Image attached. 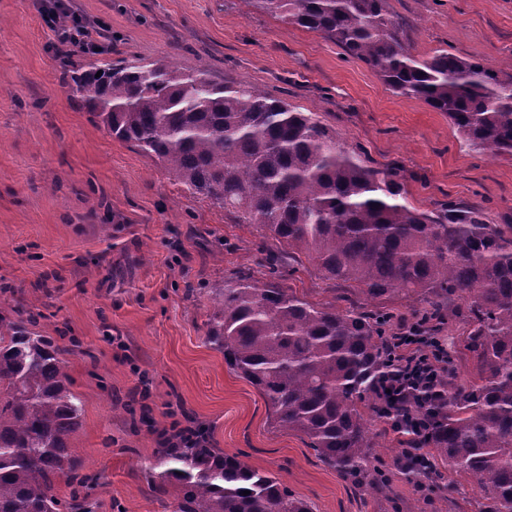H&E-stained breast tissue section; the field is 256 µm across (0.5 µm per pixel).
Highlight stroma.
<instances>
[{"label":"stroma","instance_id":"obj_1","mask_svg":"<svg viewBox=\"0 0 512 512\" xmlns=\"http://www.w3.org/2000/svg\"><path fill=\"white\" fill-rule=\"evenodd\" d=\"M100 51L62 47L47 0H0V292L53 336L84 403L72 446L91 512H174L151 492L173 428L273 472L311 512H476L467 483L391 496L355 490L296 432L275 429L259 391L207 341L215 289L248 272L316 303L338 297L308 259L283 256L259 226L185 191L157 158L96 124L65 83L62 51L170 58L226 83L252 82L313 113L368 167L397 170L406 201L483 207L512 224V158L468 146L444 113L393 94L321 34L243 0H61ZM419 55L512 63V0H389Z\"/></svg>","mask_w":512,"mask_h":512}]
</instances>
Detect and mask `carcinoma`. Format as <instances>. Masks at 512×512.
Returning a JSON list of instances; mask_svg holds the SVG:
<instances>
[{
    "instance_id": "obj_1",
    "label": "carcinoma",
    "mask_w": 512,
    "mask_h": 512,
    "mask_svg": "<svg viewBox=\"0 0 512 512\" xmlns=\"http://www.w3.org/2000/svg\"><path fill=\"white\" fill-rule=\"evenodd\" d=\"M258 11L320 33L366 63L394 94L448 116L460 137L512 157V65L495 69L438 50L413 52L388 0H248ZM68 83L114 138L157 157L188 192L257 224L288 256L305 255L325 278L367 303H420L432 331L465 320L463 348L478 381L447 375L445 401L416 434L424 457L398 467L421 487L447 475L482 495L478 512H512V224H489L481 207L420 212L398 173L362 163L310 112L252 83L226 85L171 62H90ZM389 318L361 305L314 303L242 275L221 288L208 342L255 386L277 427L300 433L320 460L358 486L387 494L372 465L378 384L390 368ZM61 348L22 317L0 311V512H77L52 494L75 479L71 439L81 399ZM155 493L177 490L176 512H310L277 477L210 442L158 449ZM248 490L250 494L242 495Z\"/></svg>"
}]
</instances>
